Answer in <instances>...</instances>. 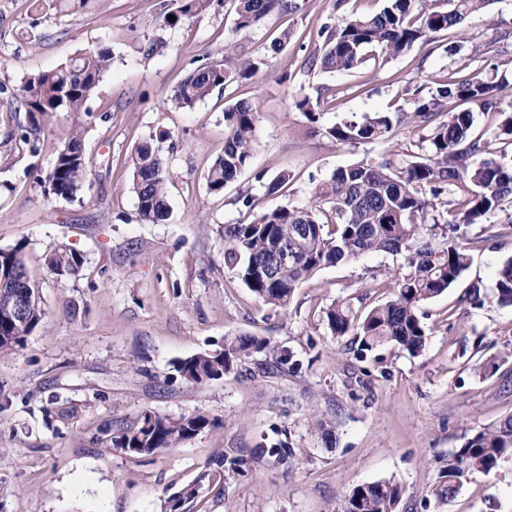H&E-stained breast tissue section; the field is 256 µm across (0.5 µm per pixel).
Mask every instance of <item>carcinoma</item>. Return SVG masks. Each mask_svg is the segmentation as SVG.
<instances>
[{
	"instance_id": "carcinoma-1",
	"label": "carcinoma",
	"mask_w": 512,
	"mask_h": 512,
	"mask_svg": "<svg viewBox=\"0 0 512 512\" xmlns=\"http://www.w3.org/2000/svg\"><path fill=\"white\" fill-rule=\"evenodd\" d=\"M214 0H173V7L159 16L163 27H175L204 15ZM235 5L236 29L249 30L273 13L293 14L302 8L299 0H231ZM452 8L441 10L437 0H383L374 13L353 12L334 24H323L315 61L324 70L349 72L365 64L369 54L397 56L418 46L432 52L434 35L455 28L492 0H450ZM174 16L171 21L168 16ZM512 39L504 28L495 42L473 47L469 60L489 57L494 43ZM268 65L261 54L239 64L228 55L194 69L170 98L176 108H192L236 77L248 78ZM112 56L103 49H88L47 70L28 74L12 97L28 116L19 141L37 153V142L48 117L57 112H82L92 116L87 103L95 96L103 76L111 69ZM499 82L482 69L457 68L448 74L430 76L427 94L415 92L411 108L374 112L360 119L346 118L324 128L338 144L371 143L390 138L401 126L411 124L423 131L419 152L398 164L393 159L363 160L336 169L315 187L311 204L276 206L249 223L226 224L224 267L231 271L264 304L285 310L296 289L322 269L377 252L405 253L408 271L394 283L393 295L359 316L350 303L338 299L325 310L332 334L356 331L358 351L391 345L410 355L426 344L429 328L422 321L423 304L455 284L469 265L472 241L461 225L486 224L492 229L512 226V216L500 222L491 217L512 199V167L494 158V145L512 144V103H504ZM469 104L466 109L457 103ZM307 121L317 124L322 113L310 98L295 101ZM492 120L486 137L472 135L474 110ZM257 108L239 101L224 112V152L206 175L209 193L220 195L248 165L254 145ZM165 131L140 141L128 160L130 191L136 198L140 220L161 224L169 219L167 203L171 179L169 164L154 147ZM34 180L47 185V193L70 202L83 201L89 169L83 146V131L70 129L62 139L46 175L29 165ZM284 244L297 246L293 263H276L275 252ZM18 245L0 250V353H11L38 325L43 310L33 300L25 322L14 316L13 293L19 285L32 292L38 284L28 275L23 250ZM84 255L57 244L44 255L46 268L59 279L76 277L83 269ZM499 304L512 306V261L497 273ZM269 348L268 342L250 334L224 340V346L200 352L175 364L176 371L191 386L218 380L225 371ZM213 424L205 414L173 418L148 412L131 427L109 438L115 448H175ZM512 460V417L477 432L463 447L448 456L440 470L434 493L451 498L462 479L472 471L489 472L504 460ZM403 487L391 480L362 484L345 499L343 512H395Z\"/></svg>"
}]
</instances>
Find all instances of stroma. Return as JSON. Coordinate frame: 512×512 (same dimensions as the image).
Returning <instances> with one entry per match:
<instances>
[{
  "label": "stroma",
  "instance_id": "35a3bbf8",
  "mask_svg": "<svg viewBox=\"0 0 512 512\" xmlns=\"http://www.w3.org/2000/svg\"><path fill=\"white\" fill-rule=\"evenodd\" d=\"M382 4L308 0L301 12L239 31L226 0L175 28L158 21L165 0H75L65 13L44 15L31 0H0V185L10 186L0 192V249L25 244L44 311L20 348L0 354V512H342L355 487L383 479L404 489L396 512H512V460L468 474L452 499L433 492L451 452L512 416V387L477 370L501 357L512 374V307L495 297L512 233L489 240L482 225L466 227L469 266L423 305L430 334L414 356L390 346L358 354L353 335L333 336L323 314L339 298L363 313L391 296L404 255L370 253L324 268L284 312L224 267L225 225L308 205L337 168L415 151L421 136L408 124L388 140L339 145L324 127L408 108L405 88L462 62L450 45L483 44L512 26V0H492L461 28L437 33L432 54L415 48L345 73L308 66L323 23ZM286 28L294 36L267 68L194 108L166 105L184 77L225 47L244 61ZM150 40L162 46L147 56ZM89 48L112 55L90 115L56 113L30 156L15 137L27 114L10 109V90ZM303 96L319 102V126L295 108ZM241 100L258 109L253 155L212 195L206 174L224 149V110ZM74 125L84 129L90 170L81 203L48 195L27 174L33 162L50 167L59 134ZM162 130L170 217L144 224L127 188V160ZM282 171L292 176L286 191L266 195V179ZM244 191L255 196L254 209L239 202ZM58 243L83 254L79 277L60 281L45 268L44 250ZM475 286L483 305L467 299ZM244 333L266 339L270 351L199 386L175 370L177 360ZM146 412L203 413L213 424L176 448H113L110 435ZM313 414L332 423L331 437L312 428ZM278 444L291 456H270Z\"/></svg>",
  "mask_w": 512,
  "mask_h": 512
}]
</instances>
